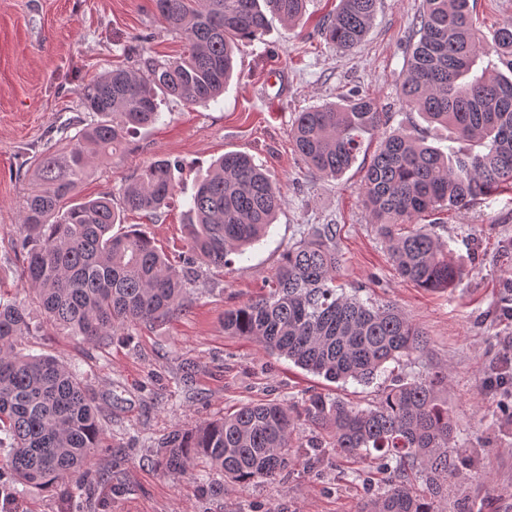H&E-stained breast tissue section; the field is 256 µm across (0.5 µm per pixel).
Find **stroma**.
I'll use <instances>...</instances> for the list:
<instances>
[{
	"label": "stroma",
	"instance_id": "obj_1",
	"mask_svg": "<svg viewBox=\"0 0 512 512\" xmlns=\"http://www.w3.org/2000/svg\"><path fill=\"white\" fill-rule=\"evenodd\" d=\"M422 4L378 0L364 40L344 52L327 43L319 26L336 0H310L303 24L275 18L263 38L240 43L234 74L216 100L163 101L155 125L95 161L74 197L108 192L117 206L144 166L158 159L180 164L174 205L155 215L123 214L124 230L149 236L177 265L188 235L185 203L197 176L224 153L244 152L263 164L282 203L268 235L243 255L222 268L198 265L179 315L126 328L104 347L51 328L22 338L25 352L54 356L80 372L104 415L93 468L109 477L78 495L68 479L44 490L1 483L0 500L12 512H360L387 485H365L356 464L331 448L313 465L300 462L302 447L327 439L305 421L295 423V464L243 489L201 460L182 476H167L157 465V440L248 403L277 402L298 412L311 394L322 393L364 408L393 380L437 366L448 369L443 397L457 444L482 449L476 464L449 478L443 512H458L464 503L481 512H512V394L485 385L503 356L504 338L512 336V194L443 213L435 231L466 269L448 290L421 288L398 275L362 203L366 169L388 131L404 127L429 144L448 146L447 130L400 104L404 57L419 39L414 23ZM182 50L152 0H0L1 293L23 294L15 250L23 202L36 186L39 158L68 150L62 126L85 119L81 87L131 66L132 53L174 58ZM356 93L387 112V125L365 137L340 178H319L296 152L292 125L298 112ZM312 224L336 227L338 285L397 306L426 335L423 353L389 364L370 385L327 381L224 331L225 311L261 295L282 255Z\"/></svg>",
	"mask_w": 512,
	"mask_h": 512
}]
</instances>
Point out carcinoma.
<instances>
[{
    "mask_svg": "<svg viewBox=\"0 0 512 512\" xmlns=\"http://www.w3.org/2000/svg\"><path fill=\"white\" fill-rule=\"evenodd\" d=\"M376 0H339L321 23L328 43L349 51L372 25ZM307 0H155L166 29L186 42L183 55L139 59L84 85L92 115L63 155L41 158L38 186L23 206L17 248L31 303L44 315L34 325L19 302L0 296V448L10 449L14 478L49 488L72 473L75 491L99 478L98 409L77 371L49 355H22L18 342L43 326L61 327L98 345L138 322H161L182 311L192 265L224 266L265 236L281 206L280 190L254 159L230 152L212 163L188 201L184 266L171 263L142 232L112 233L121 223L112 195L71 201L100 157L155 124L159 95L197 104L215 99L233 70L234 49L259 40L269 16L297 23ZM470 0H423L420 38L410 47L402 103L448 129L461 147L443 152L394 131L367 168L364 204L378 225L398 274L426 289L455 287L464 267L421 216L465 211L512 191V20L480 36ZM498 64L476 73L483 56ZM365 96L326 102L298 113L291 137L308 168L340 177L355 162L364 135L387 123ZM179 165L159 159L123 192L124 208L150 213L175 195ZM332 224H314L283 254L268 292L224 314V330L256 341L266 352L329 381L371 383L424 346L423 333L386 305H368L336 286L340 257ZM448 370L402 379L366 409L321 394L309 397L305 420L329 430L336 455L374 457L390 469L391 489L360 512H439L448 478L464 456L456 450L448 406L439 396ZM294 423L280 403L246 404L220 420L174 429L157 442L158 464L172 476L199 459L247 486L293 463ZM395 467H390V464ZM422 481L428 494L415 489Z\"/></svg>",
    "mask_w": 512,
    "mask_h": 512,
    "instance_id": "carcinoma-1",
    "label": "carcinoma"
}]
</instances>
